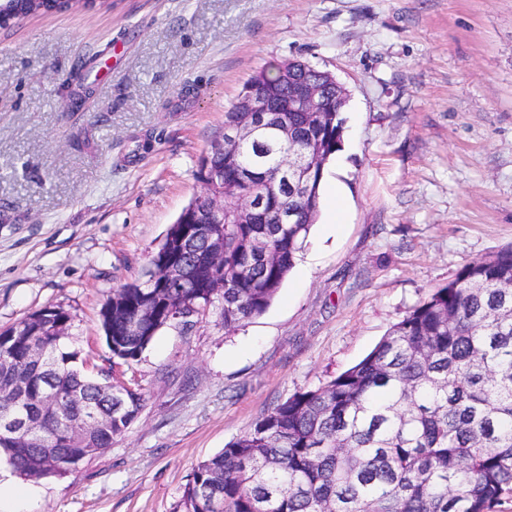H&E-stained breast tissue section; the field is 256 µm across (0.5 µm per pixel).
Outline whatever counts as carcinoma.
I'll return each instance as SVG.
<instances>
[{"label":"carcinoma","mask_w":512,"mask_h":512,"mask_svg":"<svg viewBox=\"0 0 512 512\" xmlns=\"http://www.w3.org/2000/svg\"><path fill=\"white\" fill-rule=\"evenodd\" d=\"M48 5L13 0L28 16ZM316 117L287 112L291 139L245 141L231 162L210 150L199 169L206 196L229 215L258 182L270 180L289 155L315 161L311 188L267 194L265 210H292L296 224H222L224 257L216 268L193 270L176 288L152 277L172 258L156 252L142 283L112 293V359H140L157 333L187 328L219 306L227 330L271 305L304 249L320 210L323 167L339 150L344 118L335 90ZM203 238L184 246L194 265ZM224 280L215 293L216 280ZM143 316L139 331L128 323ZM71 321L59 306L40 308L0 331V385L13 382L34 400L48 370L62 395L42 415L40 443L0 457L25 480L64 474L61 465L104 450L137 418L138 388L93 378L74 363L77 352L58 340L57 323ZM34 348L47 361L31 359ZM122 412H113L115 392ZM77 392L80 401L65 395ZM512 498V246L462 268L411 310L356 365L326 385L297 392L243 435L193 469L179 512H495Z\"/></svg>","instance_id":"cac0c4a2"}]
</instances>
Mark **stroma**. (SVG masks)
I'll list each match as a JSON object with an SVG mask.
<instances>
[{
	"instance_id": "1",
	"label": "stroma",
	"mask_w": 512,
	"mask_h": 512,
	"mask_svg": "<svg viewBox=\"0 0 512 512\" xmlns=\"http://www.w3.org/2000/svg\"><path fill=\"white\" fill-rule=\"evenodd\" d=\"M292 59L348 101L277 297L230 332L214 313L162 329L115 372L141 386L138 417L20 512H176L200 461L512 246V0H112L0 29V330L62 307L106 367L102 307L204 194L199 160L247 82Z\"/></svg>"
}]
</instances>
